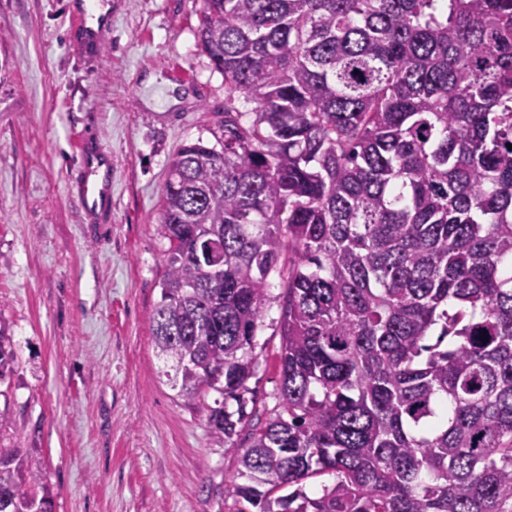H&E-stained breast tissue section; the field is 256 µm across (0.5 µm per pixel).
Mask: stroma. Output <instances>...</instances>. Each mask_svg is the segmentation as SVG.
I'll use <instances>...</instances> for the list:
<instances>
[{
	"mask_svg": "<svg viewBox=\"0 0 512 512\" xmlns=\"http://www.w3.org/2000/svg\"><path fill=\"white\" fill-rule=\"evenodd\" d=\"M73 0H0V319L17 363L0 450L25 448L53 512H242L234 493L249 428L208 423L159 356L153 312L169 162L224 135L223 74L197 40L202 0H112L99 55L72 32ZM112 154V221L71 189L82 135ZM257 336L256 420L276 409L282 276Z\"/></svg>",
	"mask_w": 512,
	"mask_h": 512,
	"instance_id": "stroma-1",
	"label": "stroma"
}]
</instances>
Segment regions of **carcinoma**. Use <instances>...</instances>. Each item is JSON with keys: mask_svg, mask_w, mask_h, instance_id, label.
Masks as SVG:
<instances>
[{"mask_svg": "<svg viewBox=\"0 0 512 512\" xmlns=\"http://www.w3.org/2000/svg\"><path fill=\"white\" fill-rule=\"evenodd\" d=\"M198 39L253 119L170 162L153 322L178 396L218 394L219 440L288 259L279 403L236 495L512 512V0H203ZM15 363L0 320V383ZM0 512H52L22 448L0 452Z\"/></svg>", "mask_w": 512, "mask_h": 512, "instance_id": "1", "label": "carcinoma"}]
</instances>
